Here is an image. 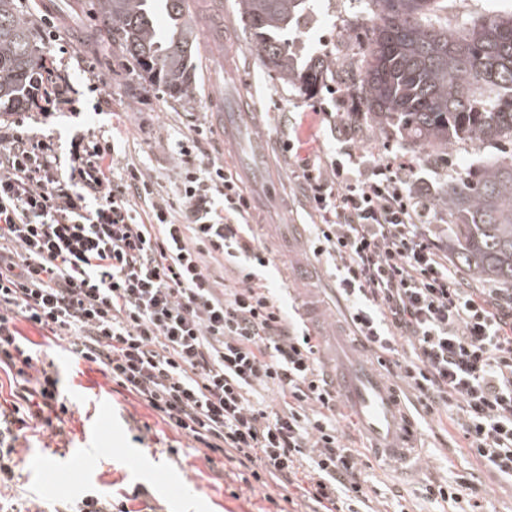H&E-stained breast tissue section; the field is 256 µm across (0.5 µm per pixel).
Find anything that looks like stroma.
Listing matches in <instances>:
<instances>
[{
  "label": "stroma",
  "instance_id": "obj_1",
  "mask_svg": "<svg viewBox=\"0 0 512 512\" xmlns=\"http://www.w3.org/2000/svg\"><path fill=\"white\" fill-rule=\"evenodd\" d=\"M42 53L55 54L64 77L81 101L77 114L56 112L32 124L33 134L69 137L75 130H106L119 143V165L133 164L152 176L165 195H174L183 158L179 139L206 129L209 159L237 169L256 130L271 142L268 183L275 197L254 221L260 238L272 251L271 281L277 294L291 303L302 294L290 283L283 255L284 223L302 224L303 192L294 178L298 159L321 150L325 154H397L427 179L433 193L444 191L451 175L466 174L496 153L494 147L461 143L449 155L412 152L399 137L374 141L369 127L350 125L354 99L338 85L302 97L259 61L241 27L214 39L208 61L197 68V85L186 98L170 97L138 77L113 47L95 6L81 0H16ZM365 0H308V9L288 39L301 58L346 55L342 24L362 16ZM63 11L68 23L50 37L43 15ZM247 92L255 106L236 144L228 145L213 130L208 108L211 96L233 97ZM298 152H286L288 143ZM63 374L72 413L65 418V437L48 431H27L12 454L9 473L0 474V502L25 500L31 512H79L84 496L111 499L114 512H268L270 498L288 490L270 485L267 492L241 489L221 455L205 459L188 439L171 429L150 409L112 383L96 365H73L65 350L53 346L42 354ZM416 474L372 463L368 475L383 497L412 498L414 512H440L438 505L415 498L426 480L473 478L474 494L485 512H512V484L478 467L462 449L456 430L437 417L418 420Z\"/></svg>",
  "mask_w": 512,
  "mask_h": 512
}]
</instances>
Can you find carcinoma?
<instances>
[{
    "label": "carcinoma",
    "instance_id": "carcinoma-1",
    "mask_svg": "<svg viewBox=\"0 0 512 512\" xmlns=\"http://www.w3.org/2000/svg\"><path fill=\"white\" fill-rule=\"evenodd\" d=\"M308 0H237L250 47L303 96L336 64L298 65L288 28ZM439 0H367L368 46L351 80L349 116L409 148L446 152L460 142L512 144V11L452 24L434 19ZM99 13L133 70L172 97L196 79V4L192 0H98ZM164 14L160 29L156 16ZM42 54L14 0H0V109L28 105ZM430 206L448 215V255L465 274L512 288V151L448 183Z\"/></svg>",
    "mask_w": 512,
    "mask_h": 512
}]
</instances>
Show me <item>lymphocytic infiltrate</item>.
I'll use <instances>...</instances> for the list:
<instances>
[{
  "label": "lymphocytic infiltrate",
  "instance_id": "obj_1",
  "mask_svg": "<svg viewBox=\"0 0 512 512\" xmlns=\"http://www.w3.org/2000/svg\"><path fill=\"white\" fill-rule=\"evenodd\" d=\"M55 61L44 56L37 79L43 116L79 110ZM205 140L200 130L179 140L189 163L166 198L135 165L115 174L113 140L37 138L21 116L0 124V366L29 399L0 407V426L13 443L34 419L60 436L69 411L59 372L41 367L17 330L22 320L222 454L245 489L282 483L312 512H373L365 455L339 426L321 338L307 324L313 311L277 297L271 250L253 228L258 200L205 160ZM408 168L392 156L303 160L295 176L310 247L365 351L512 481V288L462 275Z\"/></svg>",
  "mask_w": 512,
  "mask_h": 512
}]
</instances>
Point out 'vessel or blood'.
<instances>
[{"label":"vessel or blood","instance_id":"1","mask_svg":"<svg viewBox=\"0 0 512 512\" xmlns=\"http://www.w3.org/2000/svg\"><path fill=\"white\" fill-rule=\"evenodd\" d=\"M215 124L232 142L239 115L227 111L221 99L211 101ZM330 377L345 410L354 414L375 456L385 462L409 463L416 443L414 422L404 415L387 382L360 355L357 347L336 343V368Z\"/></svg>","mask_w":512,"mask_h":512}]
</instances>
